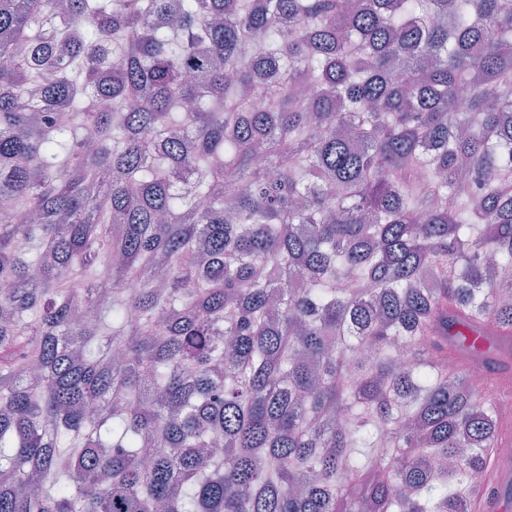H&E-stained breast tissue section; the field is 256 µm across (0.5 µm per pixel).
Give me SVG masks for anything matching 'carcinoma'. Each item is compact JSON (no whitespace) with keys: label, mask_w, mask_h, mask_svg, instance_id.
I'll list each match as a JSON object with an SVG mask.
<instances>
[{"label":"carcinoma","mask_w":512,"mask_h":512,"mask_svg":"<svg viewBox=\"0 0 512 512\" xmlns=\"http://www.w3.org/2000/svg\"><path fill=\"white\" fill-rule=\"evenodd\" d=\"M58 2L0 0V512H480L512 0Z\"/></svg>","instance_id":"obj_1"}]
</instances>
